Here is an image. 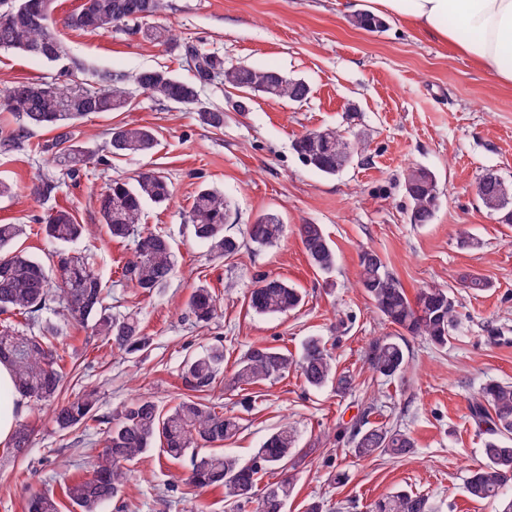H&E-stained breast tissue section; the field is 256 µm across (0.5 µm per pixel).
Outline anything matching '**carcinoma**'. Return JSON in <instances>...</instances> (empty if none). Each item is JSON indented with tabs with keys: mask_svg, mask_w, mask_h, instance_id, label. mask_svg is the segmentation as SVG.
Masks as SVG:
<instances>
[{
	"mask_svg": "<svg viewBox=\"0 0 512 512\" xmlns=\"http://www.w3.org/2000/svg\"><path fill=\"white\" fill-rule=\"evenodd\" d=\"M42 0H9L11 12L0 7V49L13 50L57 67V77L46 83L17 82L0 93V109L10 112L18 126L6 139L5 149L25 142L33 129L54 132L49 147L59 161L75 174L92 159L89 148L74 142L73 128L91 112H114L132 104L133 91L156 100L179 105L199 103V85L214 75L224 86L243 93L258 94L282 103H294L305 94L301 80L278 71L248 65H224L211 53L194 47L185 49V58L196 60L195 80H185L170 72L141 69L132 73L97 71L85 78V67L70 57L58 39L51 16L40 12ZM167 0H83L67 17L68 27L85 32H105L133 24L132 31L151 40L168 43L169 30L151 26L148 21L167 10ZM52 89L42 92L45 85ZM202 124L220 129L224 112L201 107ZM345 139L338 128L306 132L293 142V149L308 166L320 173L334 175L348 166L349 159L336 154V141ZM157 145L153 129L140 124H120L108 132L109 153L145 157ZM410 221L429 224L439 206L440 190L431 171L411 167L404 176ZM172 195V187L162 172L148 169L131 181L116 178L107 183L98 196V212L114 240L134 239V248L123 267V278L133 287L150 294L166 287L175 274V254L169 238L160 232L140 233L147 203L163 204ZM482 205L500 214V223L512 224V187L500 180L497 172L485 171L476 184ZM231 218L224 195L202 188L194 196L189 212L195 238L214 258L238 254L242 242L227 233ZM85 226L73 214L60 207L49 214L42 226L51 245L56 264L45 268L33 255L15 249L16 241L26 235L24 224H0V314L18 312L24 316L23 328L0 323V362L12 367L14 390L22 397L54 404L52 419L60 431H67L94 418L95 393H84L72 400L57 401L63 372L64 348L55 341L65 326L90 327L92 333L112 341L119 351L133 355L147 344L136 315L113 314L105 305L104 288L98 275L83 258L60 249L83 237ZM285 225L273 214H263L246 228V241L261 248L280 239ZM298 235L311 266L329 273L336 267V249L319 224H300ZM358 284L374 301L391 324L411 336H423L444 346L458 322L456 301L443 288H421L409 297L400 280L393 275L373 250H364L359 258ZM303 296L288 281L271 274L257 278L248 297L249 308L260 315H277L298 308ZM187 307L195 321L209 324L218 316L217 300L210 288L201 284L190 295ZM407 362L403 345L391 338L377 342L368 359L370 368L385 377L400 373ZM224 344L217 343L189 358L181 380L190 392L171 409L164 411L148 398H139L106 418L103 449L85 476L61 484V493L79 512H104L116 498L128 477V464L161 443L162 453L170 460L190 458L187 477L192 487L220 488L230 512H243L254 503V512H283L292 496L295 479L285 472L293 470L290 461L296 453V433L288 425L280 426L256 448L252 459L242 464L224 453L200 454L203 444L221 445L239 430L237 417L217 410L216 404L197 396L207 391L223 372ZM300 372L304 384L319 390L335 384L336 393L352 389L349 376L339 374L336 359L327 342L310 336L302 344L299 358L276 347L253 346L238 363L233 382L239 387L274 382L291 369ZM478 425H486L488 435L482 448L483 462L469 474L465 489L479 501L496 503L500 512H512V383L493 382L481 391L469 406ZM347 444L359 458L374 455L402 457L413 453L415 442L406 432L384 427L350 428ZM13 453L23 455L30 448V434L17 428L11 441ZM268 473H280L275 482L259 486ZM60 498L48 489L32 492L28 512H61ZM371 512H436L430 499L408 490H398L377 500Z\"/></svg>",
	"mask_w": 512,
	"mask_h": 512,
	"instance_id": "1",
	"label": "carcinoma"
}]
</instances>
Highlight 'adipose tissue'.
<instances>
[{
	"instance_id": "adipose-tissue-1",
	"label": "adipose tissue",
	"mask_w": 512,
	"mask_h": 512,
	"mask_svg": "<svg viewBox=\"0 0 512 512\" xmlns=\"http://www.w3.org/2000/svg\"><path fill=\"white\" fill-rule=\"evenodd\" d=\"M345 13L390 16L453 52L479 62L502 84H512V0H344ZM13 376L0 363V445L9 444L24 410L12 394Z\"/></svg>"
}]
</instances>
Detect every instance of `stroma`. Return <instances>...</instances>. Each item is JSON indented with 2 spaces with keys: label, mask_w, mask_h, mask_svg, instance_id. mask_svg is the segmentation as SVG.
<instances>
[{
  "label": "stroma",
  "mask_w": 512,
  "mask_h": 512,
  "mask_svg": "<svg viewBox=\"0 0 512 512\" xmlns=\"http://www.w3.org/2000/svg\"><path fill=\"white\" fill-rule=\"evenodd\" d=\"M80 3L56 0L53 26L69 53L91 67L166 69L189 80L193 72L184 49L193 46L228 65L302 79L310 93L292 105L246 101L213 79L202 84L199 106L223 110L220 129L203 125L197 106L135 93L128 109L89 115L76 127L75 140L88 143L96 155L74 179L46 149L52 132L33 131L23 145L0 151V180L14 186L0 196V224L26 225L20 248L49 267L53 248L43 238L42 221L56 207L70 209L88 227L72 253L99 274L111 311L136 313L147 338L143 351L126 355L89 329L67 326L62 398L96 391L98 418L139 397L171 408L186 394L180 379L185 361L220 341L224 372L207 397L240 424L237 435L225 441V452L244 463L282 424L296 432L301 455L286 512H303L311 499L322 500L325 512L347 505L352 512H368L375 500L399 489L429 496L441 512H494L492 504L465 491L486 439L469 406L486 383L512 382V226L481 205L475 186L488 169L512 185V86L398 20H386L375 32L355 28L341 0H168L156 23L172 34L169 45L149 43L123 27L95 34L66 27V17ZM55 74L41 59L0 51V88L48 81ZM123 123L154 129L152 155L107 152L108 130ZM324 127L344 130L367 146L333 176L305 165L292 149L296 137ZM410 167L437 177L441 197L431 223L409 220L403 174ZM146 169L169 178L172 196L163 205L147 206L144 227L169 237L176 260L173 279L152 294L122 279L131 249L107 234L96 204L108 179H131ZM44 176L56 181V189L31 196L32 182ZM203 186L230 203L229 234L242 236L259 215L273 213L286 227L283 237L262 249L245 245L229 259L210 258L188 222ZM307 223L322 225L336 248L330 274L316 271L303 250L295 227ZM465 233L479 239L481 248L460 247ZM365 249L380 255L408 293L448 289L460 315L446 346L406 337L407 365L391 378L370 370L367 357L376 341L404 335L358 284V256ZM262 272L300 288L302 304L274 316L250 311L249 292ZM473 274L487 279L488 288H463V278ZM202 283L221 306L205 327L187 309ZM312 335L333 344L338 371L353 381L349 393L337 395L331 384L308 389L294 370L243 390L233 384L248 348L267 345L296 354ZM25 407L19 423L30 431L32 446L19 457L0 446V512H27L33 490L55 489L83 475L103 446L98 418L61 432L46 404L29 400ZM357 420L409 433L414 452L359 459L347 443L330 442V435ZM188 472V461L151 450L130 465L105 512H227L223 491L186 485ZM339 472L345 475L340 483Z\"/></svg>",
  "instance_id": "35a3bbf8"
}]
</instances>
